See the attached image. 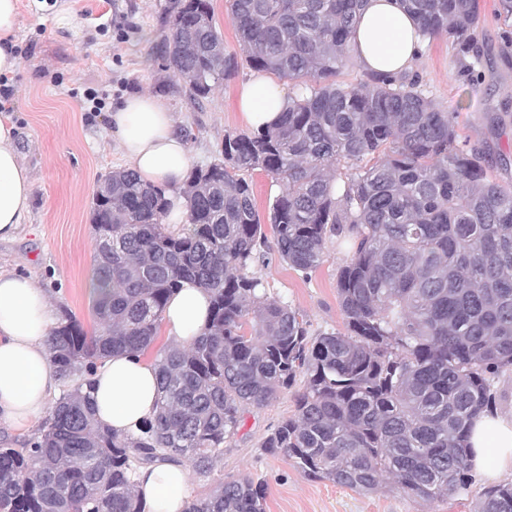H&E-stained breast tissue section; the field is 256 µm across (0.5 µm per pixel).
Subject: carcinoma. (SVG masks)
<instances>
[{
  "label": "carcinoma",
  "mask_w": 512,
  "mask_h": 512,
  "mask_svg": "<svg viewBox=\"0 0 512 512\" xmlns=\"http://www.w3.org/2000/svg\"><path fill=\"white\" fill-rule=\"evenodd\" d=\"M363 0H228L240 54L224 49L212 0H177L156 57L169 87L200 103L241 66L296 89L276 126L228 132L220 156L184 184L186 224H164V189L128 170L92 197L93 331L65 310L49 359L66 390L39 435L0 446V512H144L134 475L189 463L210 477L249 408L298 387L295 413L262 442L306 477L432 504L472 485L468 438L512 372V187L488 178L503 158L460 140L453 112L419 78L367 72L339 80ZM422 38L479 58L478 0H402ZM512 43V0H498ZM280 186L268 224L280 261L305 276L346 234L336 278L343 329L310 334L304 316L266 291L253 189ZM184 280L209 292L211 316L188 347L157 351L160 398L136 437L96 418L98 363L146 355ZM252 324V332L245 325ZM245 476L213 480L184 512H265ZM475 512H512V481L489 486Z\"/></svg>",
  "instance_id": "1"
}]
</instances>
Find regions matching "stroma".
<instances>
[{
	"instance_id": "stroma-1",
	"label": "stroma",
	"mask_w": 512,
	"mask_h": 512,
	"mask_svg": "<svg viewBox=\"0 0 512 512\" xmlns=\"http://www.w3.org/2000/svg\"><path fill=\"white\" fill-rule=\"evenodd\" d=\"M481 49L469 76L451 40L426 46L417 61L426 96L457 115V132L489 144L505 158L490 177L512 186V46L501 39L498 0H479ZM169 0H21L13 78L18 150L34 178L31 211L13 239L0 242V271L38 278L57 308L92 328L94 240L90 223L99 177L122 169L109 135L108 114L125 97L149 92L174 112L195 165L218 157L228 132L246 130L238 94L253 72L240 68L212 97L197 103L168 87L154 61ZM348 245L329 248L323 264L305 276L270 260L255 265L268 292L304 315L311 331L343 326L336 274ZM295 410L292 391L248 409L227 442L216 477L250 476L266 487V512H474L489 482L475 477L469 494L428 505L397 490L361 493L303 476L284 455L264 453L265 437Z\"/></svg>"
}]
</instances>
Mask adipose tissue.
I'll return each instance as SVG.
<instances>
[{
  "label": "adipose tissue",
  "instance_id": "ef3b65f1",
  "mask_svg": "<svg viewBox=\"0 0 512 512\" xmlns=\"http://www.w3.org/2000/svg\"><path fill=\"white\" fill-rule=\"evenodd\" d=\"M20 0H0V74L18 70L15 50ZM425 44L414 17L400 0H364L350 53L362 68L382 74L409 73ZM285 92L265 76L256 75L241 89L239 109L254 129L278 123L287 106ZM110 136L140 179L164 186L171 203L166 221H185L183 186L192 165L184 133L173 112L157 96L133 95L109 113ZM17 126L10 113H0V240L15 236L30 213L34 182L22 164L16 145ZM210 299L206 292L184 283L164 312L166 335L187 346L204 330ZM57 309L35 279L0 272V422L16 430H31L43 415L58 375L49 363L48 339ZM159 394L158 369L145 355H117L94 375L93 405L98 421L119 435L139 434L152 416ZM472 463L489 479L512 476V412L496 409L474 419L470 433ZM137 490L145 512H183L188 472L162 463L142 468Z\"/></svg>",
  "mask_w": 512,
  "mask_h": 512
}]
</instances>
